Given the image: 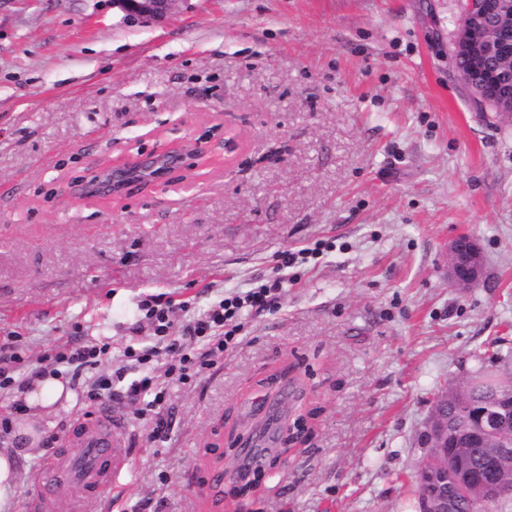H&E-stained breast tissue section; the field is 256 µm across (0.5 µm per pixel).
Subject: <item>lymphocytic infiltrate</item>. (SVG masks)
Masks as SVG:
<instances>
[{"mask_svg": "<svg viewBox=\"0 0 512 512\" xmlns=\"http://www.w3.org/2000/svg\"><path fill=\"white\" fill-rule=\"evenodd\" d=\"M283 278L277 277L245 293L225 295L218 305L204 310L189 321L183 329H176L171 318L170 303L157 299L143 301L141 309L155 336L164 341L165 377L184 382L190 377L191 367H207L214 358L222 356L239 331L238 321L244 312L270 306L283 288ZM140 374L128 384L125 394L130 401L142 402V414L151 417L153 427L147 435L150 442L166 438L163 411L166 392L149 355L137 356Z\"/></svg>", "mask_w": 512, "mask_h": 512, "instance_id": "1", "label": "lymphocytic infiltrate"}]
</instances>
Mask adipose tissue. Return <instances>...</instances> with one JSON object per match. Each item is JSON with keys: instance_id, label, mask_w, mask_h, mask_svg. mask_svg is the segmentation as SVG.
Instances as JSON below:
<instances>
[{"instance_id": "obj_1", "label": "adipose tissue", "mask_w": 512, "mask_h": 512, "mask_svg": "<svg viewBox=\"0 0 512 512\" xmlns=\"http://www.w3.org/2000/svg\"><path fill=\"white\" fill-rule=\"evenodd\" d=\"M74 394L67 381L51 372L34 377L18 394L23 410L11 425L12 447L0 448V512H11L20 459L40 451L45 431L53 429Z\"/></svg>"}]
</instances>
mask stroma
<instances>
[{
  "mask_svg": "<svg viewBox=\"0 0 512 512\" xmlns=\"http://www.w3.org/2000/svg\"><path fill=\"white\" fill-rule=\"evenodd\" d=\"M459 0H179L163 22L112 0H0V346L15 370L58 348L159 349L139 304L204 310L255 287L282 251L272 309L193 381L169 383V440L112 400L131 468L79 512H421L412 476L441 389L482 350L512 380V123L481 107L453 49ZM237 147L224 151V136ZM208 142L213 164L167 188L73 199L99 161ZM467 233L481 279L448 284ZM302 408L289 456L269 443L249 483L240 439ZM46 456L21 460L16 512Z\"/></svg>",
  "mask_w": 512,
  "mask_h": 512,
  "instance_id": "stroma-1",
  "label": "stroma"
}]
</instances>
